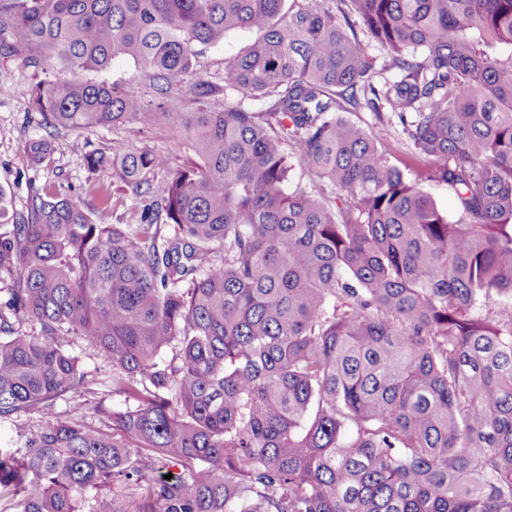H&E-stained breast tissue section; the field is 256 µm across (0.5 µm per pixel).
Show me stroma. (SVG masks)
<instances>
[{
	"label": "stroma",
	"instance_id": "35a3bbf8",
	"mask_svg": "<svg viewBox=\"0 0 512 512\" xmlns=\"http://www.w3.org/2000/svg\"><path fill=\"white\" fill-rule=\"evenodd\" d=\"M33 68L0 56V188L11 196L14 210H24L29 195L36 188L52 182L74 195L84 193L89 183L99 181L121 195L123 185L112 167L89 171L84 148H97L110 143L116 147H149L168 152L172 161L183 164L193 159V151L177 139L166 137L158 129L136 125L122 128H91L79 136H56V151L48 167L32 168L23 152L28 138L43 135L37 113L20 93L23 84L32 81Z\"/></svg>",
	"mask_w": 512,
	"mask_h": 512
}]
</instances>
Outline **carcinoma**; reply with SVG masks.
Returning <instances> with one entry per match:
<instances>
[{
  "label": "carcinoma",
  "mask_w": 512,
  "mask_h": 512,
  "mask_svg": "<svg viewBox=\"0 0 512 512\" xmlns=\"http://www.w3.org/2000/svg\"><path fill=\"white\" fill-rule=\"evenodd\" d=\"M295 2L0 0V51L68 70L22 89L43 125H159L199 158L86 152L123 224L0 189V422L42 418L0 446L16 512H512V0ZM352 13L399 71L384 91ZM236 31L221 80L199 72ZM117 55L153 100L78 75ZM381 100L398 164L345 116ZM76 339L112 363L110 430L56 412L93 393ZM251 38L249 32L239 31L225 38L223 44L204 48L198 57L197 69L217 81L224 68V58L237 53Z\"/></svg>",
  "instance_id": "carcinoma-1"
}]
</instances>
